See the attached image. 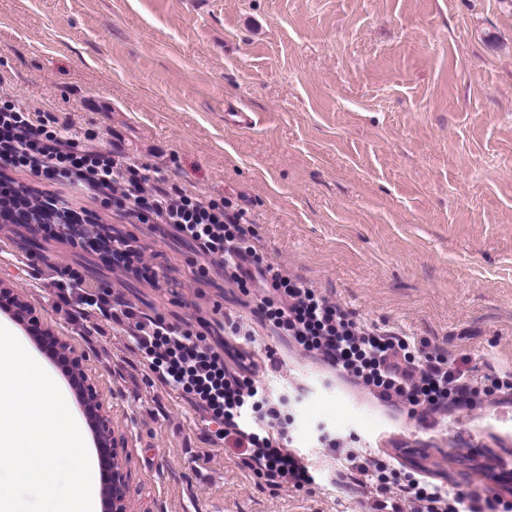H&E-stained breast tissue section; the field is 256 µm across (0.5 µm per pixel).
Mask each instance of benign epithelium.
<instances>
[{"label": "benign epithelium", "instance_id": "obj_1", "mask_svg": "<svg viewBox=\"0 0 512 512\" xmlns=\"http://www.w3.org/2000/svg\"><path fill=\"white\" fill-rule=\"evenodd\" d=\"M0 311L10 315L33 335L38 344L65 363L71 385L95 434L97 447L104 455L107 487L104 512H130L128 458L124 439L116 435L112 428L111 407L96 379L88 372L84 350L43 321L17 288L1 281Z\"/></svg>", "mask_w": 512, "mask_h": 512}]
</instances>
